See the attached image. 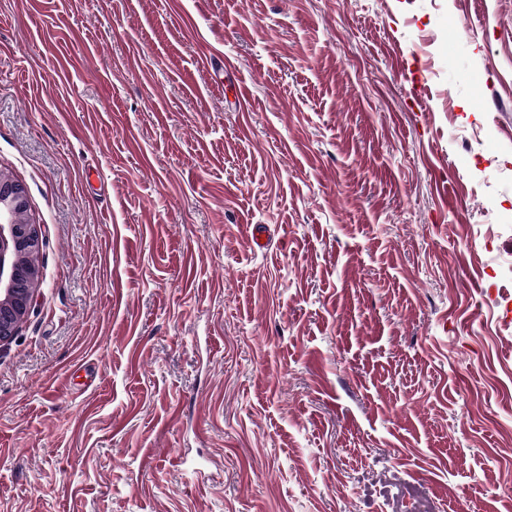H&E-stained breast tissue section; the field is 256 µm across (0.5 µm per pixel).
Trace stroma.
I'll use <instances>...</instances> for the list:
<instances>
[{"label":"stroma","mask_w":512,"mask_h":512,"mask_svg":"<svg viewBox=\"0 0 512 512\" xmlns=\"http://www.w3.org/2000/svg\"><path fill=\"white\" fill-rule=\"evenodd\" d=\"M0 174V512H512V0H0ZM25 188L0 177V343L10 340L28 314L38 282L37 266L23 265L21 254H37L42 245L41 226L28 215Z\"/></svg>","instance_id":"stroma-1"}]
</instances>
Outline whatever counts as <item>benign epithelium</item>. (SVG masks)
I'll use <instances>...</instances> for the list:
<instances>
[{
  "mask_svg": "<svg viewBox=\"0 0 512 512\" xmlns=\"http://www.w3.org/2000/svg\"><path fill=\"white\" fill-rule=\"evenodd\" d=\"M41 226L28 215L25 188L0 177V343L11 339L28 314L35 290L29 282L38 268L21 263V254L38 253Z\"/></svg>",
  "mask_w": 512,
  "mask_h": 512,
  "instance_id": "1",
  "label": "benign epithelium"
}]
</instances>
